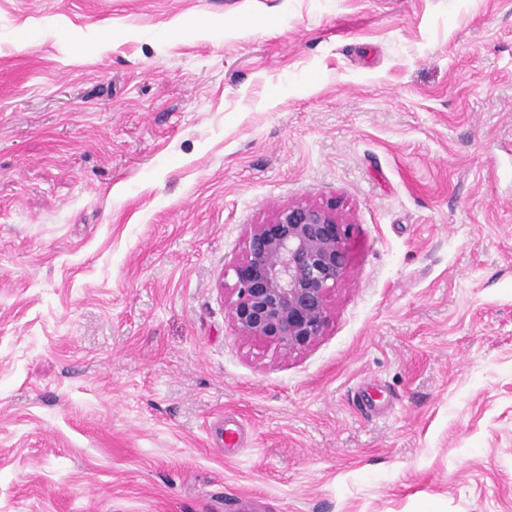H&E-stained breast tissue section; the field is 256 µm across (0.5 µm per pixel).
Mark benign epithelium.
I'll return each instance as SVG.
<instances>
[{
  "instance_id": "1",
  "label": "benign epithelium",
  "mask_w": 512,
  "mask_h": 512,
  "mask_svg": "<svg viewBox=\"0 0 512 512\" xmlns=\"http://www.w3.org/2000/svg\"><path fill=\"white\" fill-rule=\"evenodd\" d=\"M351 225L334 207L294 203L249 233L234 266L229 315L240 336L291 354L314 345L330 318V297L348 278Z\"/></svg>"
}]
</instances>
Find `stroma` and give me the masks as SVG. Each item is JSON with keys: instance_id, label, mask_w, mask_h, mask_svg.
<instances>
[{"instance_id": "35a3bbf8", "label": "stroma", "mask_w": 512, "mask_h": 512, "mask_svg": "<svg viewBox=\"0 0 512 512\" xmlns=\"http://www.w3.org/2000/svg\"><path fill=\"white\" fill-rule=\"evenodd\" d=\"M295 202L287 355L229 303ZM0 512H512V0H0ZM350 231L336 207L304 202L256 224L234 266L229 315L239 335L270 340L286 354L314 345L329 322L331 294L348 278Z\"/></svg>"}]
</instances>
